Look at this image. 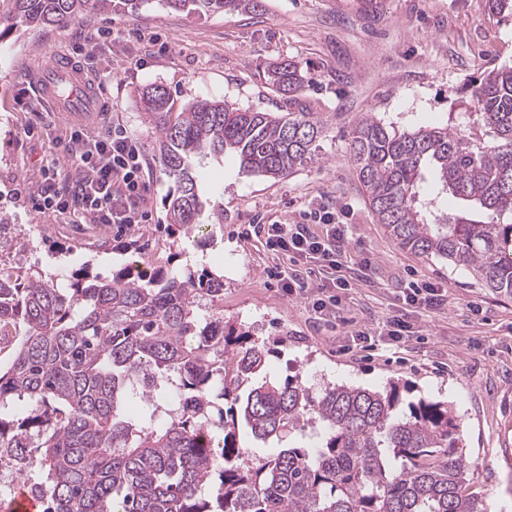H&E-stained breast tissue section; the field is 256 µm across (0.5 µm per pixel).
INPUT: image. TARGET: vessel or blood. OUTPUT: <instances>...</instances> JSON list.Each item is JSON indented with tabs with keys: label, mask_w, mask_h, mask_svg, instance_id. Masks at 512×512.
Wrapping results in <instances>:
<instances>
[{
	"label": "vessel or blood",
	"mask_w": 512,
	"mask_h": 512,
	"mask_svg": "<svg viewBox=\"0 0 512 512\" xmlns=\"http://www.w3.org/2000/svg\"><path fill=\"white\" fill-rule=\"evenodd\" d=\"M37 94L53 111L94 112L100 106V94L91 88L81 69L66 56L52 58L38 72Z\"/></svg>",
	"instance_id": "1"
}]
</instances>
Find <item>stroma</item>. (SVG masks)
<instances>
[{"mask_svg":"<svg viewBox=\"0 0 512 512\" xmlns=\"http://www.w3.org/2000/svg\"><path fill=\"white\" fill-rule=\"evenodd\" d=\"M112 39L89 56L76 49L101 29ZM144 38L127 37L128 29ZM76 55L105 101L100 112L60 116L32 106L37 70L49 51ZM301 62L306 81L295 97L266 81L269 65ZM512 67V18L492 15L486 0H263L253 13L187 14L146 0L136 14L93 11L64 26L0 40V213L15 244L30 243L29 263L54 278L90 271L111 276L130 261L146 271L171 262L224 279V319L259 340H278L266 373L299 376L319 392L347 383L381 389L408 383L414 396L453 405L463 422L467 453L488 458L472 490L487 512H512V298L482 287L447 260L399 248L377 224L348 159V133L363 112L383 124H424L460 130L472 122L466 87L481 73ZM165 86L179 101L199 97L241 109L313 112L325 132L319 160L284 179L242 173L232 156L198 165L210 206H223L215 238L173 239L162 200L156 132L136 103L140 90ZM120 125L141 148L148 184V223L122 233L95 223L81 206L42 210L46 195L73 196L80 172L65 145L72 129L105 134ZM56 179L46 180L45 170ZM336 209L348 224L351 251L372 254L366 268L344 269L350 287L327 317L308 299L287 296L274 274L288 257L268 250L263 225L313 224L314 212ZM442 284L441 308L407 306L412 282ZM401 316L414 332L398 345L365 348L351 333Z\"/></svg>","mask_w":512,"mask_h":512,"instance_id":"obj_1","label":"stroma"}]
</instances>
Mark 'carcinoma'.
<instances>
[{
    "instance_id": "1",
    "label": "carcinoma",
    "mask_w": 512,
    "mask_h": 512,
    "mask_svg": "<svg viewBox=\"0 0 512 512\" xmlns=\"http://www.w3.org/2000/svg\"><path fill=\"white\" fill-rule=\"evenodd\" d=\"M114 0H0V35L70 23ZM175 11L256 10L259 0H163ZM282 94L301 63L267 71ZM472 126L388 127L369 112L350 131L349 159L376 223L401 249L440 257L512 297V67L472 83ZM137 103L158 134L169 225L200 221L194 176L206 155L232 154L249 174L283 179L318 160L324 123L208 99L179 104L162 85ZM452 198L456 212L432 208ZM0 272V465L26 472L42 512H482L466 493L473 462L445 401L264 375L268 343L201 316L224 304V278L138 261L110 280L60 284L24 264ZM137 400L143 416L126 406ZM268 448L249 458L239 428Z\"/></svg>"
}]
</instances>
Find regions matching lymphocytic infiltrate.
Returning a JSON list of instances; mask_svg holds the SVG:
<instances>
[{"mask_svg":"<svg viewBox=\"0 0 512 512\" xmlns=\"http://www.w3.org/2000/svg\"><path fill=\"white\" fill-rule=\"evenodd\" d=\"M67 152L82 173L77 197L84 211L93 214L99 223L117 224L125 230L147 222V187L136 138L121 128L104 136L77 128L70 133ZM317 221L325 226L323 234H314L304 224L274 223L266 226L265 238L271 250L315 267L314 282L291 275L281 277L280 283L289 295L315 288L313 306L322 312L328 307L327 293L347 288V281L338 278L336 272L351 261L352 255L349 227L340 222L335 211L323 210Z\"/></svg>","mask_w":512,"mask_h":512,"instance_id":"obj_1","label":"lymphocytic infiltrate"}]
</instances>
